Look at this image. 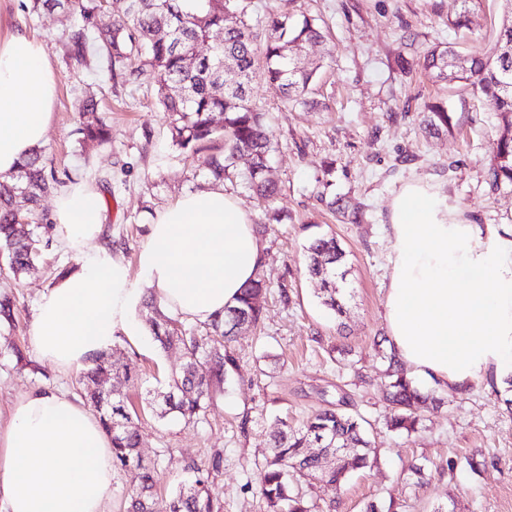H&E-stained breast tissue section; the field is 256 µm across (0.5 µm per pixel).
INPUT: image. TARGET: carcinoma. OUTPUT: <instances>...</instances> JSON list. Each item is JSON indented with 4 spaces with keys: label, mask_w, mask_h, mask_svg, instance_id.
Segmentation results:
<instances>
[{
    "label": "carcinoma",
    "mask_w": 512,
    "mask_h": 512,
    "mask_svg": "<svg viewBox=\"0 0 512 512\" xmlns=\"http://www.w3.org/2000/svg\"><path fill=\"white\" fill-rule=\"evenodd\" d=\"M233 0H128L124 14L111 24L100 22L102 0H31L30 12L60 8L71 17L66 32L68 58L76 67L106 64L112 71L121 62L130 75L148 70L155 82L158 104L173 116L169 135L174 145L193 154L201 153L217 137L224 140V153L206 155L203 164L216 179L229 177L236 160L247 157L241 174L244 184L259 198L273 200L278 185L270 177L273 143L266 130L265 113L255 109L247 89L254 74L258 49L248 25L230 7ZM496 44L482 54L467 55L466 68L453 70L459 52L452 46H435L423 55L422 67L437 82L469 85L498 118L500 134L489 158L491 186L512 185V0H505ZM479 0H462V10L453 21L458 28L472 24ZM271 36L263 48L264 75L284 98L297 104L314 105L307 98L320 64H304L307 47L322 39L310 19L287 15L270 21ZM224 32V40L212 39ZM232 66L240 76L236 86H224V67ZM82 122L78 128L82 147H98L110 140L106 123L97 116L98 101L89 93L79 100ZM224 118L214 125V114ZM451 117L442 102L430 103L423 115L425 129L448 130ZM55 168L47 167L35 152L19 170L0 181V253L9 269L19 277L30 273L42 251L51 245L49 227L32 223L42 197L63 186ZM26 221H21V218ZM309 276L320 281L321 304L340 318L346 314L342 287L347 270L346 253L333 236L313 239L306 246ZM267 288L264 272L241 288L236 304L224 308V316L207 323L212 337L199 336L193 329L172 325V319L157 313L154 297L143 307L153 312L147 318L154 340L163 350L182 352L181 373L156 394L149 405L157 415L174 414L190 423L213 400L216 389L238 370L233 347L239 331L258 326L264 317ZM385 362L384 400L389 405L387 426L411 434L417 431L421 412L445 404V397L424 391L396 365L395 356L382 352ZM85 398L99 415L112 438V467L137 471L138 482L126 501V512H222L209 488L210 468L193 464L195 480L163 502L156 497L160 479L157 464L140 453L139 417L124 403L122 388L141 380L137 361H121L100 352L81 372ZM366 421L337 408H324L309 415L300 425L286 419L274 422L267 456L257 477L256 490L268 512H313L299 491L302 482H319L336 490L350 474L375 463L365 437Z\"/></svg>",
    "instance_id": "carcinoma-1"
}]
</instances>
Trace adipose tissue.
Returning <instances> with one entry per match:
<instances>
[{"mask_svg":"<svg viewBox=\"0 0 512 512\" xmlns=\"http://www.w3.org/2000/svg\"><path fill=\"white\" fill-rule=\"evenodd\" d=\"M57 75L44 47L0 19V178L40 148L53 120ZM54 220L77 267L40 297L30 331L40 359L76 373L119 336L140 340L144 289L175 314H223L258 272L264 247L252 215L222 189L185 195L157 214L139 252V275L99 236L102 208L88 185L66 191ZM388 345L407 374L454 393L475 379L512 376V227L459 220L445 197L411 181L389 210ZM112 441L63 391L35 389L0 424V512H105Z\"/></svg>","mask_w":512,"mask_h":512,"instance_id":"ef3b65f1","label":"adipose tissue"}]
</instances>
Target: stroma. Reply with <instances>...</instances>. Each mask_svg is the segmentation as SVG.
Returning <instances> with one entry per match:
<instances>
[{
  "label": "stroma",
  "instance_id": "35a3bbf8",
  "mask_svg": "<svg viewBox=\"0 0 512 512\" xmlns=\"http://www.w3.org/2000/svg\"><path fill=\"white\" fill-rule=\"evenodd\" d=\"M27 2L8 0L5 12L14 27L43 43L58 79L43 159L102 196L105 220L89 250L110 246L113 256L137 270L156 214L214 185L238 199L254 224L266 227L260 235L269 281L263 328L239 333V370L200 420L161 419L145 402L147 391L165 390L180 373L178 351L161 350L149 336L136 343L121 336L112 344L117 356L135 359L143 373L142 383L125 394L140 418L141 453L158 464V498L171 496L189 465H208L219 453L222 467L209 481L223 512H266L246 483L263 462L273 420L296 424L339 404L367 421L377 462L353 473L336 493L317 482L304 485L318 512H364L371 501L381 512H434L441 505L455 512H512V413L496 384L477 379L449 395L443 407L424 412L417 432L391 431L373 347L374 336L386 332L389 203L404 184L426 182L466 222L512 226V187L492 188L488 177L490 144L498 133L494 113L470 88L434 81L416 65L437 43L469 52L492 48L502 0H483L467 29L452 24L461 0H236L256 45L268 40L271 18L283 14L314 19L325 35L306 55L322 64L311 94L315 108L286 103L263 73L249 85V99L265 112L277 145L270 175L279 186L274 206L287 216L282 224L267 223L262 201L241 179L214 181L195 156L172 144L170 116L156 101L150 74L130 77L121 67L108 73L70 65L67 14L58 9L33 18ZM401 56L412 60L410 69L399 68ZM88 93L102 98L111 139L86 151L78 142L76 107ZM432 102L447 104L450 132H425L422 110ZM343 195L361 207L362 223H348L332 210L334 198ZM318 235L335 236L346 252L347 313L340 319L320 305L319 284L305 271V246ZM74 264L72 254L53 245L35 271L17 279L0 257V294L16 301L14 323H0L1 417L26 391H79L77 375L41 360L30 345L42 292L60 269ZM13 342L22 357L10 350ZM473 460L478 470H471ZM414 463L423 465V475L411 472Z\"/></svg>",
  "mask_w": 512,
  "mask_h": 512
}]
</instances>
